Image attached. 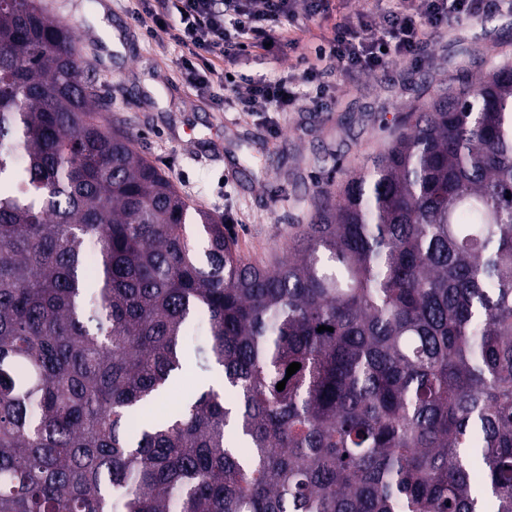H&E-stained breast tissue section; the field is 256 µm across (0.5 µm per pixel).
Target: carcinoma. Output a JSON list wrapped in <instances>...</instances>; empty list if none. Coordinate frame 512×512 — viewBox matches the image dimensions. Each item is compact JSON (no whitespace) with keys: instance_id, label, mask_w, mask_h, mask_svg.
I'll list each match as a JSON object with an SVG mask.
<instances>
[{"instance_id":"carcinoma-1","label":"carcinoma","mask_w":512,"mask_h":512,"mask_svg":"<svg viewBox=\"0 0 512 512\" xmlns=\"http://www.w3.org/2000/svg\"><path fill=\"white\" fill-rule=\"evenodd\" d=\"M85 68L0 0V512H512V60L412 101L271 266ZM199 315L211 384L156 414Z\"/></svg>"}]
</instances>
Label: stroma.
Segmentation results:
<instances>
[{"mask_svg":"<svg viewBox=\"0 0 512 512\" xmlns=\"http://www.w3.org/2000/svg\"><path fill=\"white\" fill-rule=\"evenodd\" d=\"M43 2L57 21L76 27L86 72L112 104L109 119L124 122L138 151L192 206L223 218L244 258L260 265L287 252L309 219L314 193L358 167L383 141L384 124L420 92L512 58V12L489 10L435 36L422 66L332 73L335 96L323 111L300 105L291 112H223L179 81L176 65L187 48L164 32L147 34L127 0ZM294 64L288 50L276 58L243 53L227 68L242 93Z\"/></svg>","mask_w":512,"mask_h":512,"instance_id":"obj_1","label":"stroma"}]
</instances>
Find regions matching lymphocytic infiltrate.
Masks as SVG:
<instances>
[{"instance_id": "f902f5d3", "label": "lymphocytic infiltrate", "mask_w": 512, "mask_h": 512, "mask_svg": "<svg viewBox=\"0 0 512 512\" xmlns=\"http://www.w3.org/2000/svg\"><path fill=\"white\" fill-rule=\"evenodd\" d=\"M330 0H306L308 17L329 20L331 32L314 55L296 51L295 72L288 79L251 85L239 97L243 112H288L299 101L322 108L335 96L324 79L328 69L348 74L374 73L396 62L418 66L432 38L452 23L476 17L483 9H508L512 0H393L378 11L332 13ZM147 32L163 30L191 46V57L179 64L181 80L206 93L223 90L227 75L215 66L231 49H265L276 42L277 29L295 24L296 0H136L133 9ZM308 91L298 94L297 83Z\"/></svg>"}]
</instances>
